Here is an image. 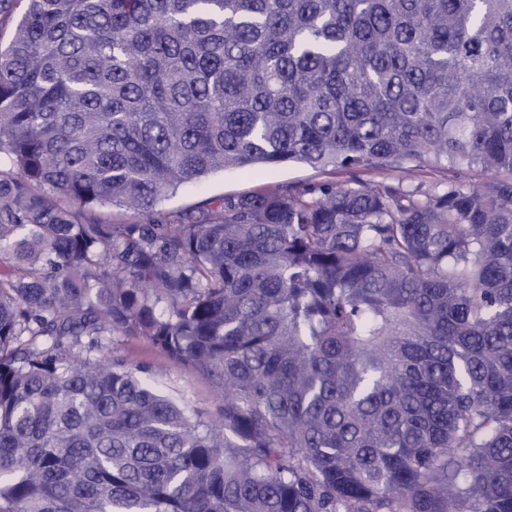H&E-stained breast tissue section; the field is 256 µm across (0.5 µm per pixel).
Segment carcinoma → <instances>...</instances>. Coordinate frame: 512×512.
<instances>
[{
	"label": "carcinoma",
	"instance_id": "carcinoma-1",
	"mask_svg": "<svg viewBox=\"0 0 512 512\" xmlns=\"http://www.w3.org/2000/svg\"><path fill=\"white\" fill-rule=\"evenodd\" d=\"M15 15L0 512H512V0H0ZM428 160L494 178L161 208L226 170ZM114 336L208 377L218 413ZM112 356L124 359L131 367L161 365L163 372L153 378L155 386L179 402L207 414H215L219 405L211 383L205 376L192 374L182 363L169 359L147 342L114 337Z\"/></svg>",
	"mask_w": 512,
	"mask_h": 512
}]
</instances>
